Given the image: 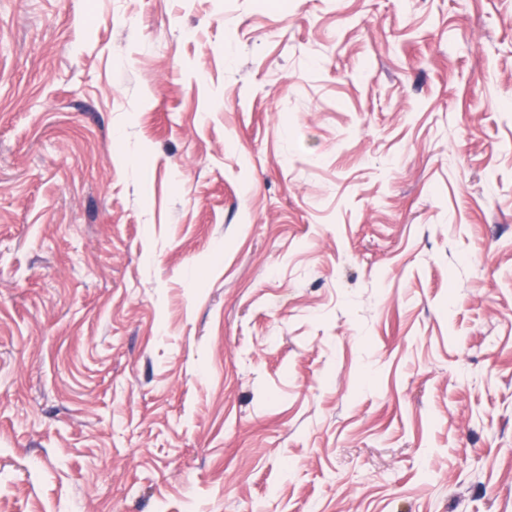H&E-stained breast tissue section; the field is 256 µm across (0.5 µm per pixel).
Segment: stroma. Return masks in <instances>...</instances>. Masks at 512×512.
Instances as JSON below:
<instances>
[{
  "instance_id": "obj_1",
  "label": "stroma",
  "mask_w": 512,
  "mask_h": 512,
  "mask_svg": "<svg viewBox=\"0 0 512 512\" xmlns=\"http://www.w3.org/2000/svg\"><path fill=\"white\" fill-rule=\"evenodd\" d=\"M0 512H512V0H0Z\"/></svg>"
}]
</instances>
